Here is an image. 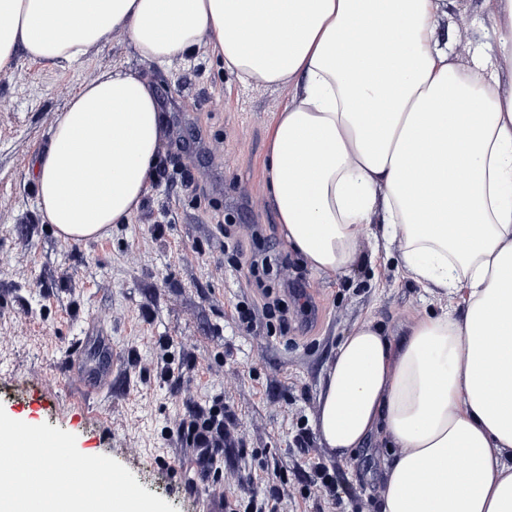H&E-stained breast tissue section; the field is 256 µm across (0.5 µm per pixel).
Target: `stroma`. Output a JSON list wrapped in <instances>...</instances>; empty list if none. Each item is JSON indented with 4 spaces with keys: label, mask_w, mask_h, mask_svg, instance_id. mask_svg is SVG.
<instances>
[{
    "label": "stroma",
    "mask_w": 512,
    "mask_h": 512,
    "mask_svg": "<svg viewBox=\"0 0 512 512\" xmlns=\"http://www.w3.org/2000/svg\"><path fill=\"white\" fill-rule=\"evenodd\" d=\"M488 12L487 0H446L435 37L451 60L468 63L492 43ZM108 67L152 83L165 140L131 223L65 241L42 222L26 173L56 114ZM286 99L284 88L241 84L208 48L148 64L121 34L70 66L22 55L0 74V407L74 434L81 453L114 458L177 512H199L207 488L237 512L275 490L277 512H377L389 451L375 438L346 457L324 448L319 394L362 319L399 336L439 309L374 239H363L351 272L331 278L288 249L266 193L269 129ZM239 247L281 265L255 278ZM285 286L306 293L312 311L289 304L283 328L263 316L238 322V305ZM103 338L118 367L111 390L86 399L66 365L76 354L99 364ZM219 408L228 437L200 482L183 431Z\"/></svg>",
    "instance_id": "obj_1"
}]
</instances>
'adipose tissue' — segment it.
Wrapping results in <instances>:
<instances>
[{"mask_svg":"<svg viewBox=\"0 0 512 512\" xmlns=\"http://www.w3.org/2000/svg\"><path fill=\"white\" fill-rule=\"evenodd\" d=\"M444 0H0V72L17 53L81 62L114 34L164 65L210 47L244 84L287 89L268 194L315 274L348 273L380 225L404 273L455 308L401 339L363 320L342 340L317 429L345 456L393 453L379 512H512V91L434 38ZM164 136L151 84L86 81L27 174L43 223L84 241L130 223Z\"/></svg>","mask_w":512,"mask_h":512,"instance_id":"1","label":"adipose tissue"}]
</instances>
